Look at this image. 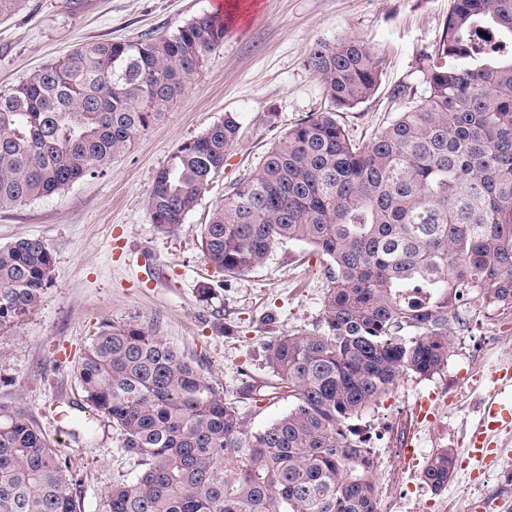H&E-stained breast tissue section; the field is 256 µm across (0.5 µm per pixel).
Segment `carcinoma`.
<instances>
[{
  "instance_id": "1",
  "label": "carcinoma",
  "mask_w": 512,
  "mask_h": 512,
  "mask_svg": "<svg viewBox=\"0 0 512 512\" xmlns=\"http://www.w3.org/2000/svg\"><path fill=\"white\" fill-rule=\"evenodd\" d=\"M224 19L170 35L86 43L0 91V209L66 189L161 120ZM306 64L327 107L299 120L259 172L232 183L202 225L204 257L226 277L262 265L284 241L330 261L321 328L267 349L255 402L288 389L283 416L254 430L163 337L135 321L103 324L78 366L86 403L138 462L105 491L108 512H376L374 466L351 429L404 375L447 365L457 303L472 292L512 310V0H450L425 68V93L365 143L339 113L381 83L358 37L320 42ZM229 114L182 143L155 175L148 205L174 235L238 141ZM39 238L0 246V331L20 325L52 279ZM456 467L449 448L422 471L433 491ZM77 481L26 411L0 409V512H79Z\"/></svg>"
}]
</instances>
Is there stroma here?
I'll return each instance as SVG.
<instances>
[{
    "instance_id": "stroma-1",
    "label": "stroma",
    "mask_w": 512,
    "mask_h": 512,
    "mask_svg": "<svg viewBox=\"0 0 512 512\" xmlns=\"http://www.w3.org/2000/svg\"><path fill=\"white\" fill-rule=\"evenodd\" d=\"M449 0H224V42L208 55L165 118L130 148L65 190L0 210V246L42 239L54 258L53 278L21 325L0 333V408L27 411L66 458L81 483V512H106L104 492L138 467L120 450V433L87 407L76 376L80 356L99 327L133 320L155 330L197 361L221 395L252 410L261 428L288 410V399L252 403L245 391L267 379L266 347L319 327L330 286L326 258L312 246H275L255 270L223 278L205 260L201 226L229 183L260 170L267 150L298 120L321 111L319 80L306 65L320 42L357 36L382 59L377 92L342 113L357 141L401 111L397 83L422 87V58L439 39ZM214 0H28L0 22V88L96 40L163 35L213 13ZM232 114L241 136L224 170L180 231L167 236L151 220L156 172L182 143ZM213 289L203 296L200 285ZM512 364V314L471 298L453 325L448 364L430 378L402 377L358 420L380 462L374 472L378 512H430L436 499L450 512H490L512 504V483L494 484L493 499L471 494L470 469L456 467L447 489H425L422 468L439 448L461 453L483 416L484 389ZM429 401L433 417L416 423L413 408ZM417 456L405 464L401 448Z\"/></svg>"
}]
</instances>
